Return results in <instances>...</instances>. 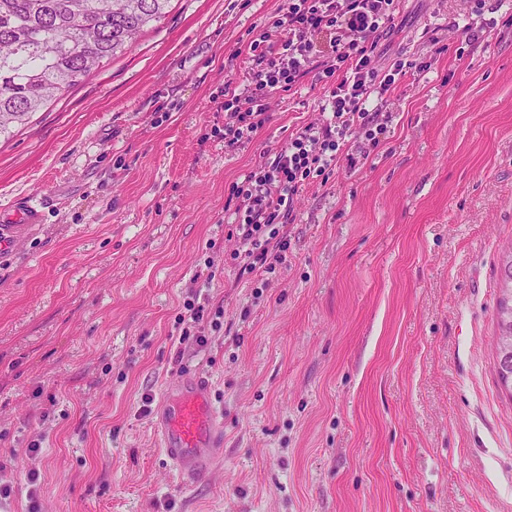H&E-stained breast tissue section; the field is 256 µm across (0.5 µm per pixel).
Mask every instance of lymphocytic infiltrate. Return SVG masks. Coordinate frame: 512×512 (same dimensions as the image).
Listing matches in <instances>:
<instances>
[{"instance_id":"obj_1","label":"lymphocytic infiltrate","mask_w":512,"mask_h":512,"mask_svg":"<svg viewBox=\"0 0 512 512\" xmlns=\"http://www.w3.org/2000/svg\"><path fill=\"white\" fill-rule=\"evenodd\" d=\"M400 0H283L271 23L251 41L258 69L251 86L224 84V146L251 142L270 119V101L316 75L325 98V120L292 132L273 158L258 163L227 198L235 220L232 254L244 272L259 275L285 259L288 226L301 191L326 182L345 159L348 137L361 139L368 160L388 118L370 110L371 98L391 92L419 66L412 60L383 65L379 47L396 26Z\"/></svg>"}]
</instances>
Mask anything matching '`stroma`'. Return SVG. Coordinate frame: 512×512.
<instances>
[{
    "mask_svg": "<svg viewBox=\"0 0 512 512\" xmlns=\"http://www.w3.org/2000/svg\"><path fill=\"white\" fill-rule=\"evenodd\" d=\"M282 0H171L138 40L0 139V209L43 202L0 255V512H512L495 370L512 244V0H403L388 58L427 57L366 164L306 188L288 256L230 255L224 193L302 124L306 79L224 148V83ZM483 26L466 41L470 15ZM214 313L197 348L185 303ZM209 377L224 460L184 486L152 401ZM39 441L29 454L31 441ZM41 474L39 486L28 481ZM505 284H511V288H505ZM499 292L496 336H512V247L501 258Z\"/></svg>",
    "mask_w": 512,
    "mask_h": 512,
    "instance_id": "stroma-1",
    "label": "stroma"
}]
</instances>
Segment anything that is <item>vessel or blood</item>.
<instances>
[{"instance_id": "obj_1", "label": "vessel or blood", "mask_w": 512, "mask_h": 512, "mask_svg": "<svg viewBox=\"0 0 512 512\" xmlns=\"http://www.w3.org/2000/svg\"><path fill=\"white\" fill-rule=\"evenodd\" d=\"M40 220L41 205L33 199L1 215L0 252L17 246L22 226ZM154 427L167 464L183 483L209 477L224 454V414L204 376L171 382L157 404Z\"/></svg>"}]
</instances>
